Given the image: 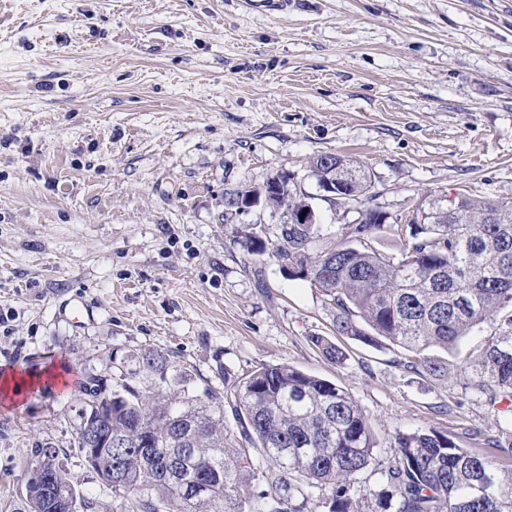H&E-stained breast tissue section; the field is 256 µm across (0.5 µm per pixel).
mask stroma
Segmentation results:
<instances>
[{
	"instance_id": "stroma-1",
	"label": "stroma",
	"mask_w": 512,
	"mask_h": 512,
	"mask_svg": "<svg viewBox=\"0 0 512 512\" xmlns=\"http://www.w3.org/2000/svg\"><path fill=\"white\" fill-rule=\"evenodd\" d=\"M325 152L363 164L395 219L458 193L512 201V0H0V375L67 368L0 400V512H24L23 463L48 446L116 512L77 464L79 388L144 348L217 387L287 363L347 389L380 450L431 427L512 468L455 378L406 372L394 346L341 336L336 365L311 345L334 309L248 250L281 210L225 221V194L290 170L336 236L359 213L320 200Z\"/></svg>"
}]
</instances>
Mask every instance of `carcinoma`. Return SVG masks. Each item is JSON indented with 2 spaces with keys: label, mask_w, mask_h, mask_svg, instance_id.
<instances>
[{
  "label": "carcinoma",
  "mask_w": 512,
  "mask_h": 512,
  "mask_svg": "<svg viewBox=\"0 0 512 512\" xmlns=\"http://www.w3.org/2000/svg\"><path fill=\"white\" fill-rule=\"evenodd\" d=\"M349 171L345 192L367 207L374 192L360 162L331 153ZM306 199L290 188L273 199L285 210ZM251 253L288 259L336 310L338 335L409 352L398 362L421 376L443 377L458 359L457 382L497 412L485 442L512 456V201L459 193L421 224H344L321 243L314 225L265 241L248 232ZM492 319L494 333L463 355L460 342ZM363 321L366 327L358 326ZM309 342L331 363L347 353L324 335ZM74 444L83 449L102 421L112 442L98 443L96 464L112 473L119 512H512V471L460 447L433 428L397 431L391 452L378 451L368 419L352 395L291 365L263 366L224 390L200 382L158 349H139L111 376L90 375ZM240 425L241 444L227 447L224 406ZM152 441L150 452L139 441ZM40 450L24 465L27 512H70L78 484L67 464L46 472ZM369 474L373 483L359 484ZM204 484L208 497L190 490Z\"/></svg>",
  "instance_id": "carcinoma-1"
}]
</instances>
